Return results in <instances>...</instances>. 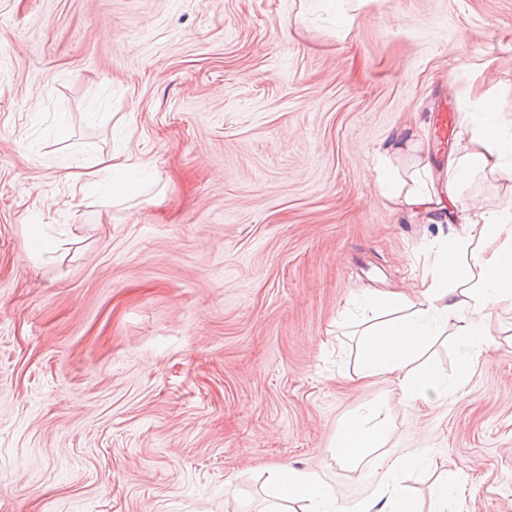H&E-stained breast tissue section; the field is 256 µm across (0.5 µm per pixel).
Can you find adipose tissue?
Listing matches in <instances>:
<instances>
[{"label":"adipose tissue","instance_id":"obj_1","mask_svg":"<svg viewBox=\"0 0 512 512\" xmlns=\"http://www.w3.org/2000/svg\"><path fill=\"white\" fill-rule=\"evenodd\" d=\"M461 141L459 150L449 154L442 179H435L425 164L408 181L382 168L376 177L379 192L395 207L414 209L440 203L445 196H458L482 171L512 178V119L502 116L491 97L481 96L468 113ZM137 167L131 156L120 152L106 158L76 156L69 164L71 179L83 186L96 182L101 172L114 174L111 190L118 197L130 190L124 174ZM510 298L512 209L463 215L460 228L439 240L437 256L424 269L417 297L402 293L365 297L366 309H386L392 316L363 329L356 344L353 374L361 381L392 379L409 401L448 398L459 391V384L449 383L438 366L416 371L413 363L432 347L437 336L448 331L465 348L464 367H472L488 342L485 317L494 305ZM388 429L384 405L352 414L335 442L337 460L359 465L384 447ZM415 462L412 456L392 460L376 492L348 512H414L398 475ZM270 479L289 498L306 502L305 512H336L334 489L316 473L278 468Z\"/></svg>","mask_w":512,"mask_h":512}]
</instances>
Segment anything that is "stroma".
<instances>
[{
  "label": "stroma",
  "mask_w": 512,
  "mask_h": 512,
  "mask_svg": "<svg viewBox=\"0 0 512 512\" xmlns=\"http://www.w3.org/2000/svg\"><path fill=\"white\" fill-rule=\"evenodd\" d=\"M485 91L512 117V0H0V512H267L281 465L342 512L403 455L422 512L457 473L447 512H512V301L487 365L462 373L450 335L428 351L454 398L347 379L357 299L411 292L441 230L377 162L445 166ZM86 151L149 178L78 188ZM472 204H512V179L478 174L449 225ZM377 402L385 446L339 463ZM388 429L389 415L384 404H375L363 412L352 414L333 444L336 459L346 465H359L377 448L384 447Z\"/></svg>",
  "instance_id": "1"
}]
</instances>
